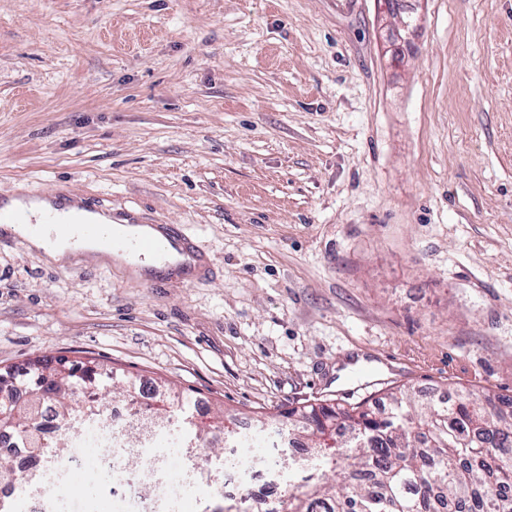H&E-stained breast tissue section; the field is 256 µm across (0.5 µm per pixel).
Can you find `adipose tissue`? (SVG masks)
I'll use <instances>...</instances> for the list:
<instances>
[{
    "instance_id": "obj_1",
    "label": "adipose tissue",
    "mask_w": 512,
    "mask_h": 512,
    "mask_svg": "<svg viewBox=\"0 0 512 512\" xmlns=\"http://www.w3.org/2000/svg\"><path fill=\"white\" fill-rule=\"evenodd\" d=\"M1 206L7 209H19L27 211L33 218H41L43 215L52 213L59 218L69 221L76 219H87L96 224H102L113 230L115 235L141 236L152 239L163 238L162 229L147 224H133L126 218H112L107 212H91L83 208L79 201L52 197H29L23 194H16L6 197L0 202ZM0 231L8 235H16L26 238L30 247L42 251L46 257L53 262L62 263L68 261L75 254L83 253L106 262L112 259L126 262L132 271L139 276L145 275L152 270H161L164 267L184 268L185 272H192L196 269L198 261L189 254L171 253L167 261H159L147 253H128L113 251L106 247L99 239L82 237L81 234H74L72 238L56 237L52 233H45L43 236H31L27 225L6 224L0 226Z\"/></svg>"
}]
</instances>
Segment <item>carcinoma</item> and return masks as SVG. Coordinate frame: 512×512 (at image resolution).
Segmentation results:
<instances>
[{"label": "carcinoma", "instance_id": "obj_1", "mask_svg": "<svg viewBox=\"0 0 512 512\" xmlns=\"http://www.w3.org/2000/svg\"><path fill=\"white\" fill-rule=\"evenodd\" d=\"M120 381L100 374L91 361L55 357L41 375L19 371L0 381V416L32 453L51 448L70 454L80 421L104 410L105 388ZM149 418L171 421L189 405L190 392L166 389L154 395ZM385 412L369 401L345 406L302 404L277 416L261 414L259 426L302 441L307 461L286 458L294 479L285 499L266 512H512V399L460 392L448 401L421 400L407 388L387 393ZM52 412L63 435L40 436ZM238 420L183 426L181 444L197 448L216 429L224 442L240 444ZM0 483L22 485L11 460L0 456Z\"/></svg>", "mask_w": 512, "mask_h": 512}]
</instances>
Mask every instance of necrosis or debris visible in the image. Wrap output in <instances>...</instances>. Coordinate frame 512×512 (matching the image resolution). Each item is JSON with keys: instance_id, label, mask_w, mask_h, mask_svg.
Segmentation results:
<instances>
[{"instance_id": "necrosis-or-debris-1", "label": "necrosis or debris", "mask_w": 512, "mask_h": 512, "mask_svg": "<svg viewBox=\"0 0 512 512\" xmlns=\"http://www.w3.org/2000/svg\"><path fill=\"white\" fill-rule=\"evenodd\" d=\"M135 408L130 401L116 402L91 426V441L80 442L66 459L33 456L19 451L15 435L0 433V451L15 450V467L25 485L23 512H61L74 480L75 463L88 462L113 478L112 494L123 498L135 494L137 512H177L185 490L204 489L211 495H255L279 487L283 460L279 436H272L263 456L246 457L239 448H228L215 467L204 464L207 449L195 451L194 459H172L160 446L159 435L129 444L123 439L124 426ZM151 485V494L139 495L142 485Z\"/></svg>"}]
</instances>
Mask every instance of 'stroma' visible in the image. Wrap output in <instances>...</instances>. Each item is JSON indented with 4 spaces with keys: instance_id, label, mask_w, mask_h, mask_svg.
Listing matches in <instances>:
<instances>
[{
    "instance_id": "stroma-1",
    "label": "stroma",
    "mask_w": 512,
    "mask_h": 512,
    "mask_svg": "<svg viewBox=\"0 0 512 512\" xmlns=\"http://www.w3.org/2000/svg\"><path fill=\"white\" fill-rule=\"evenodd\" d=\"M418 10L396 61L376 0H0V195L173 224L202 261L0 233V370L77 351L247 420L512 397V0ZM74 484L65 512H136Z\"/></svg>"
}]
</instances>
